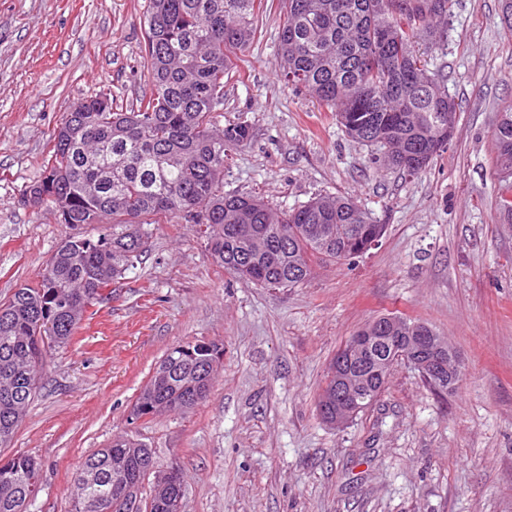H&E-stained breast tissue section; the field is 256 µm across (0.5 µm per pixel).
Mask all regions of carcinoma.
Masks as SVG:
<instances>
[{"label":"carcinoma","mask_w":512,"mask_h":512,"mask_svg":"<svg viewBox=\"0 0 512 512\" xmlns=\"http://www.w3.org/2000/svg\"><path fill=\"white\" fill-rule=\"evenodd\" d=\"M265 0H148L142 68L150 92L125 108L107 86L65 113L54 130L42 174L24 196L42 195L61 224H99L97 237L70 236L32 285L0 301V447L12 441L42 371L65 347L87 310L142 260L149 227L181 219L206 226L208 250L237 277L265 288L304 283L319 259L349 265L367 251L369 235H384L356 201L324 195L280 213L263 200L224 193V158L252 138L237 120L219 129L224 80L255 39ZM280 74L336 113L348 137L384 150L388 164L414 177L447 149L457 103L427 68L421 44H440L438 20L451 0H281ZM497 149L501 223L512 227V104L491 134ZM388 332L351 405H371L399 348ZM213 342L177 344L141 388L131 411L190 413L208 396ZM100 473L71 512H143L160 472L151 450L124 437L87 456L73 476ZM134 488L118 492L131 473ZM41 464L24 453L0 460V512H29Z\"/></svg>","instance_id":"carcinoma-1"}]
</instances>
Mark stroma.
Listing matches in <instances>:
<instances>
[{
	"label": "stroma",
	"mask_w": 512,
	"mask_h": 512,
	"mask_svg": "<svg viewBox=\"0 0 512 512\" xmlns=\"http://www.w3.org/2000/svg\"><path fill=\"white\" fill-rule=\"evenodd\" d=\"M147 0H0V300L32 282L68 235L24 191L51 135L111 85L124 104L140 68ZM279 13L263 20L221 124L247 120L250 144L224 164V191L286 210L319 194L357 199L386 224L351 265L315 262L293 288L239 280L196 225L158 224L148 252L55 353L10 446L43 466L31 512H70L84 459L129 435L155 467L179 465L184 512H512V228L500 224L491 131L512 103V33L499 0H452L448 37L428 55L459 112L447 150L408 177L377 163L335 113L280 79ZM443 336L463 368L442 394L393 367L386 390L346 428L316 408L344 341L384 314ZM217 342L224 357L192 413L129 422L172 346Z\"/></svg>",
	"instance_id": "1"
}]
</instances>
